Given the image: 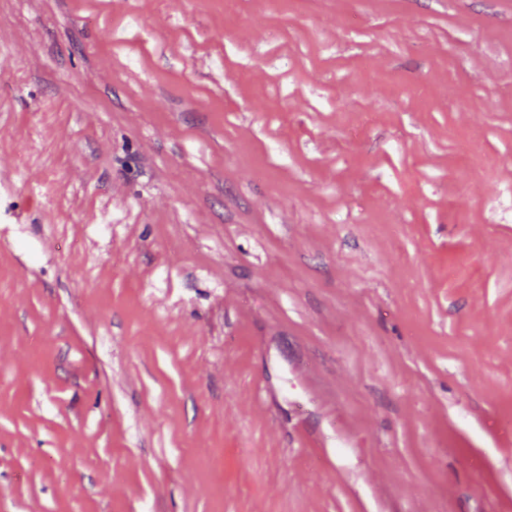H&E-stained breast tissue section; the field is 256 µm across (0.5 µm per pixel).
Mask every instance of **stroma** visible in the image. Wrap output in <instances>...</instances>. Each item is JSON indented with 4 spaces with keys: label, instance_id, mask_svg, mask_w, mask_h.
Returning a JSON list of instances; mask_svg holds the SVG:
<instances>
[{
    "label": "stroma",
    "instance_id": "obj_1",
    "mask_svg": "<svg viewBox=\"0 0 512 512\" xmlns=\"http://www.w3.org/2000/svg\"><path fill=\"white\" fill-rule=\"evenodd\" d=\"M1 168L0 512H512V0H0Z\"/></svg>",
    "mask_w": 512,
    "mask_h": 512
}]
</instances>
